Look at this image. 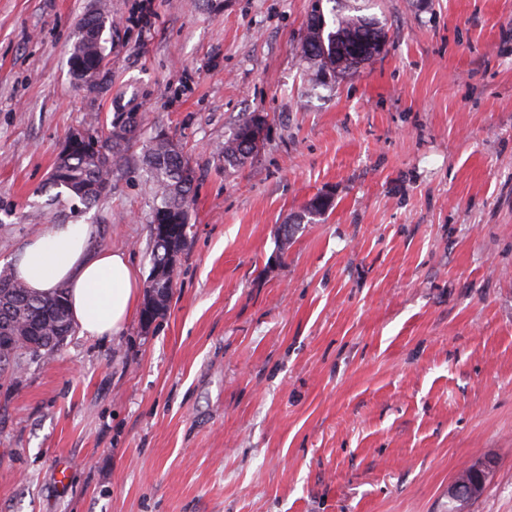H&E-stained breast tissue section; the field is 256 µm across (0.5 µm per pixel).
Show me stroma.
Wrapping results in <instances>:
<instances>
[{"label":"stroma","instance_id":"1","mask_svg":"<svg viewBox=\"0 0 512 512\" xmlns=\"http://www.w3.org/2000/svg\"><path fill=\"white\" fill-rule=\"evenodd\" d=\"M314 0H0V269L58 223L151 271L157 132L196 171L164 319L0 375V512H512V0H374L383 50L331 87ZM102 9L108 90L68 59ZM135 112L112 190H36L66 136ZM266 120L245 167L215 150ZM317 195L332 207L282 226ZM491 473L488 462H472L464 469L462 478H458L448 487V495L456 496L461 487L465 486L469 492L479 494L485 488Z\"/></svg>","mask_w":512,"mask_h":512}]
</instances>
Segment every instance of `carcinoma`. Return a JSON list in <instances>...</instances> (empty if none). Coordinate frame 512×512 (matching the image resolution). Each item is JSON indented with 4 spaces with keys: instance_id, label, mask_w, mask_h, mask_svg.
I'll list each match as a JSON object with an SVG mask.
<instances>
[{
    "instance_id": "obj_1",
    "label": "carcinoma",
    "mask_w": 512,
    "mask_h": 512,
    "mask_svg": "<svg viewBox=\"0 0 512 512\" xmlns=\"http://www.w3.org/2000/svg\"><path fill=\"white\" fill-rule=\"evenodd\" d=\"M332 15L333 28L329 30L321 6L312 9L306 33L298 43V55L321 75L334 79L355 72L379 54L386 31L377 18L360 14L354 0H335ZM110 26L112 18L107 14L89 13L77 28L83 64L92 77L98 75L97 65L106 60L103 35ZM256 119L257 115L252 114L241 120L217 147V158L224 165L240 167L253 157V147L246 141L252 136ZM138 125L137 117L120 113L109 128L89 134L91 138L104 137V152L95 155L76 149L57 157L41 192L58 203L77 199L87 208L98 205L110 193L113 168L123 161ZM143 164L157 200L150 224L155 266L164 262L168 246H173L178 255L186 248L196 175L182 149L170 140L152 141ZM173 288L171 278L168 293L152 306L149 322L167 314ZM73 332L65 289L59 288L51 296H34L15 278L11 268L0 270V354L10 355V360H0L1 374L20 368L27 359L52 358Z\"/></svg>"
}]
</instances>
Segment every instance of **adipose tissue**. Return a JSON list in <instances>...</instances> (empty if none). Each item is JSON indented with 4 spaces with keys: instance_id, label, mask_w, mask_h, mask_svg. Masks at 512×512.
<instances>
[{
    "instance_id": "ef3b65f1",
    "label": "adipose tissue",
    "mask_w": 512,
    "mask_h": 512,
    "mask_svg": "<svg viewBox=\"0 0 512 512\" xmlns=\"http://www.w3.org/2000/svg\"><path fill=\"white\" fill-rule=\"evenodd\" d=\"M90 234L86 224L50 225L27 242L13 271L37 295L66 289L80 334L98 339L116 335L133 314L140 277L123 251L104 249L89 254Z\"/></svg>"
}]
</instances>
